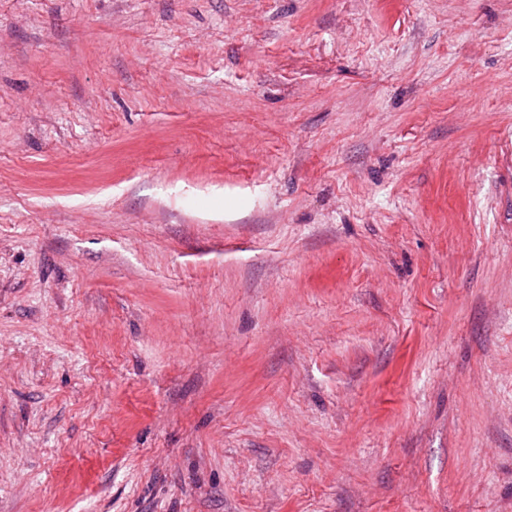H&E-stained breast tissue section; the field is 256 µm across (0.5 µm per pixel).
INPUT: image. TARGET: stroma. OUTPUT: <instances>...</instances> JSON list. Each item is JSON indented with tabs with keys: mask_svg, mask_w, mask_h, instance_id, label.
<instances>
[{
	"mask_svg": "<svg viewBox=\"0 0 512 512\" xmlns=\"http://www.w3.org/2000/svg\"><path fill=\"white\" fill-rule=\"evenodd\" d=\"M0 512H512V0H0Z\"/></svg>",
	"mask_w": 512,
	"mask_h": 512,
	"instance_id": "obj_1",
	"label": "stroma"
}]
</instances>
